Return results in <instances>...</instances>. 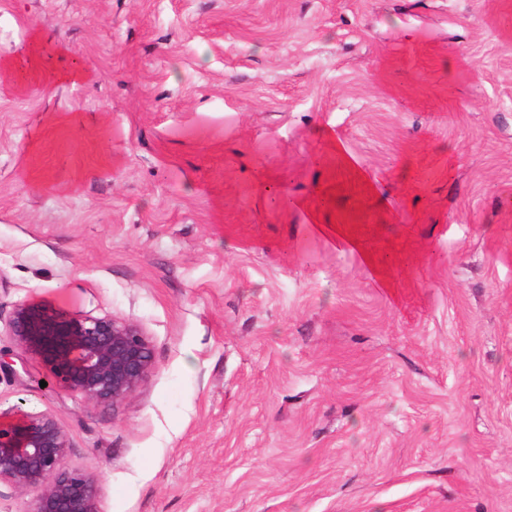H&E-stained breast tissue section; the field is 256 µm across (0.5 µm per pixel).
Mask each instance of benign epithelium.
<instances>
[{"mask_svg":"<svg viewBox=\"0 0 512 512\" xmlns=\"http://www.w3.org/2000/svg\"><path fill=\"white\" fill-rule=\"evenodd\" d=\"M7 335L46 373V390L81 395L90 404H120L154 370L153 349L141 326L114 316H75L50 305L21 304ZM72 444L47 412L18 403L0 410V484L35 494V512H102L97 480L66 460Z\"/></svg>","mask_w":512,"mask_h":512,"instance_id":"7a95c632","label":"benign epithelium"}]
</instances>
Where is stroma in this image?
I'll return each instance as SVG.
<instances>
[{"label": "stroma", "instance_id": "obj_1", "mask_svg": "<svg viewBox=\"0 0 512 512\" xmlns=\"http://www.w3.org/2000/svg\"><path fill=\"white\" fill-rule=\"evenodd\" d=\"M3 61L0 407L104 512H512V0H0ZM23 303L152 374L37 392ZM312 227L318 233L324 235L325 237L335 242L342 244L349 250L361 253L360 256L364 263L373 269L374 273L378 278L382 279L381 271L375 267L374 262L369 254H367L366 252L362 253L363 249L361 248L359 242L355 238L347 235L346 233L337 228L335 229L330 226H325L322 224H313Z\"/></svg>", "mask_w": 512, "mask_h": 512}]
</instances>
